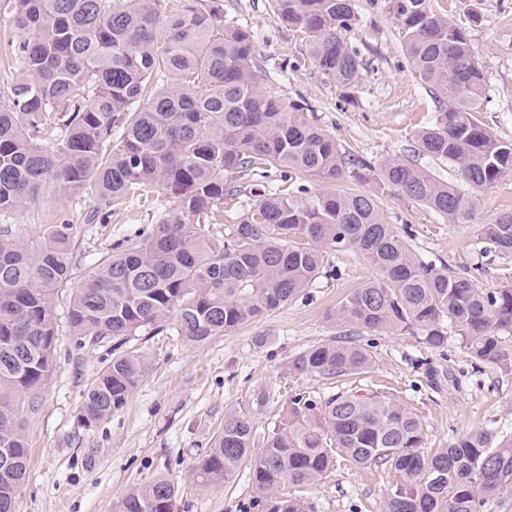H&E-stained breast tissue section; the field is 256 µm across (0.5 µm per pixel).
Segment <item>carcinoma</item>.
Wrapping results in <instances>:
<instances>
[{"mask_svg": "<svg viewBox=\"0 0 512 512\" xmlns=\"http://www.w3.org/2000/svg\"><path fill=\"white\" fill-rule=\"evenodd\" d=\"M173 2L3 0L19 34L21 74L0 93V214L91 188L100 207L89 223L149 185L174 205L150 232L113 244L78 285L74 225L49 224L36 240L0 228V512H10L29 461L12 396L29 397L28 411H37L54 369L62 292L80 345L118 350L128 336L167 327L200 343L303 296L336 272L328 252H353L382 278L330 309L333 323L407 332L429 347L447 343L448 324L476 363L512 370V280L487 290L418 259L412 233L387 223L375 199L396 193L450 222L471 221L477 193L512 176V144L475 116L486 87L466 31L430 0H387L410 68L436 107L413 152L452 164L469 194L410 158L343 149L309 120L307 103H290L268 84L252 32L224 15V0ZM274 12L304 34V52L324 76L345 89L358 83L362 63L345 39L357 21L352 0H274ZM277 171L287 187L272 192L262 180ZM245 178L255 203L231 224L215 222ZM344 179L371 183L375 193L329 188ZM477 239L485 252L512 254V211L478 225ZM370 348L317 343L290 370L341 382L373 367ZM145 371L138 358H112L84 393L79 425L91 429L121 409ZM253 435L247 412L226 413L196 475L218 483L249 465L259 512H313L283 487L316 484L338 457L392 474L383 512H487L512 486V439L480 429L430 453L420 417L380 395L318 402L298 392L257 461ZM174 499V484L159 477L129 489L120 512H173Z\"/></svg>", "mask_w": 512, "mask_h": 512, "instance_id": "carcinoma-1", "label": "carcinoma"}]
</instances>
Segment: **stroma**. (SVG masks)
<instances>
[{
    "instance_id": "35a3bbf8",
    "label": "stroma",
    "mask_w": 512,
    "mask_h": 512,
    "mask_svg": "<svg viewBox=\"0 0 512 512\" xmlns=\"http://www.w3.org/2000/svg\"><path fill=\"white\" fill-rule=\"evenodd\" d=\"M354 3L358 22L346 39L363 68L350 91L302 58L303 35L277 21L273 0H224V11L254 34L257 58L276 89L288 100L305 101L317 124L340 144L367 157L408 156L416 130L434 116V103L408 66L385 0ZM431 6L465 27L486 84L477 117L496 139L512 143V0H431ZM171 204L167 191L157 187L113 209L105 223L89 224L85 218L98 206L90 191L74 200L41 198L1 214L0 226L22 229L34 239L45 225L67 219L83 258L76 272L82 279L113 242L149 230ZM378 205L388 223L414 231L411 247L418 258L447 264L487 290L512 274V254L485 253L477 240L479 225L512 210V177L479 193L470 222L450 223L393 193L379 196ZM328 261L335 276L319 278L304 298L232 333L201 344L170 330L128 337L122 353L145 360L148 370L127 404L90 430L79 425L77 408L88 384L111 361L112 349L106 343L76 345L66 308L58 306L54 370L36 413L24 416L30 464L17 512H118L128 489L159 477L176 487L174 512H250L249 469L205 485L195 468L222 434L225 413L234 410L252 418V451L261 456L289 398L299 391L321 400L357 388L397 400L420 417L431 448L448 447L480 428L512 437V371L476 364L453 332L444 347L431 348L405 332L333 324L328 310L380 273L351 252L332 253ZM343 336L372 344L369 372L332 384L289 371V361L301 350ZM260 393L267 394L266 404L252 407ZM390 480L387 470L340 459L303 495L314 512H381Z\"/></svg>"
}]
</instances>
